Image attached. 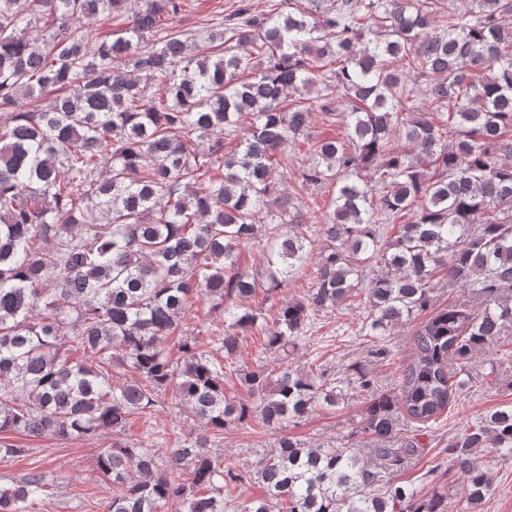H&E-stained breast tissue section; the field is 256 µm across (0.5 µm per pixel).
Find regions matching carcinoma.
Instances as JSON below:
<instances>
[{
    "instance_id": "cac0c4a2",
    "label": "carcinoma",
    "mask_w": 512,
    "mask_h": 512,
    "mask_svg": "<svg viewBox=\"0 0 512 512\" xmlns=\"http://www.w3.org/2000/svg\"><path fill=\"white\" fill-rule=\"evenodd\" d=\"M282 2L286 13L255 14L240 0L192 32L172 26L184 0H0V432L122 431L173 385L213 433L279 430L356 390L371 397L360 432L384 443L374 462L283 436L257 471L266 497L237 512H445L389 474L419 452L402 427L426 429L462 400L472 352L512 327V0ZM335 92L343 134L314 141ZM298 158L302 188L334 197L315 282L280 303L269 349L295 345L368 269L374 340L436 289L467 290L415 328L394 395L361 370L333 386L321 369L282 365L243 371L251 402L224 397L219 356H236L232 329L259 319L260 282L239 271V251L262 246L270 289L310 263L302 203L271 210L277 169ZM200 296L224 306L228 328L209 350L182 338L173 361L163 340ZM81 350L95 362L73 360ZM481 448L512 459V402L448 439L473 509L490 484ZM96 464L112 486L106 512H224L222 483L245 480L201 438L164 453L115 442ZM184 470L189 481L173 478ZM43 487L29 474L0 488V512H29Z\"/></svg>"
}]
</instances>
